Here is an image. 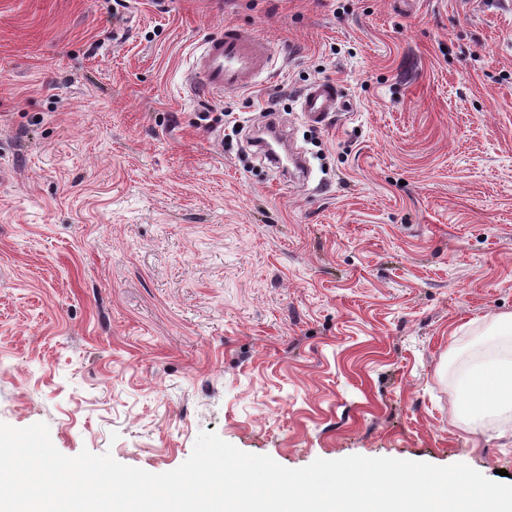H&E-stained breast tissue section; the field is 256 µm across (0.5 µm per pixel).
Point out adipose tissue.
I'll return each instance as SVG.
<instances>
[{
	"instance_id": "obj_1",
	"label": "adipose tissue",
	"mask_w": 512,
	"mask_h": 512,
	"mask_svg": "<svg viewBox=\"0 0 512 512\" xmlns=\"http://www.w3.org/2000/svg\"><path fill=\"white\" fill-rule=\"evenodd\" d=\"M494 333L507 337V345L495 358L474 366L458 386V410L474 425L486 416L512 412V315L497 318Z\"/></svg>"
}]
</instances>
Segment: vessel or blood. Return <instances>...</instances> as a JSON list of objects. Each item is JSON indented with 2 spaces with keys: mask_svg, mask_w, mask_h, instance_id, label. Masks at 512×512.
Masks as SVG:
<instances>
[{
  "mask_svg": "<svg viewBox=\"0 0 512 512\" xmlns=\"http://www.w3.org/2000/svg\"><path fill=\"white\" fill-rule=\"evenodd\" d=\"M270 44L250 30L228 23L222 35L206 41L193 65L192 84L210 96L254 87L272 70ZM341 92L335 83L317 81L304 90L301 110L309 122L322 123L336 110Z\"/></svg>",
  "mask_w": 512,
  "mask_h": 512,
  "instance_id": "obj_1",
  "label": "vessel or blood"
}]
</instances>
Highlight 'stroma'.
Returning <instances> with one entry per match:
<instances>
[{
  "mask_svg": "<svg viewBox=\"0 0 512 512\" xmlns=\"http://www.w3.org/2000/svg\"><path fill=\"white\" fill-rule=\"evenodd\" d=\"M228 21L274 76L198 97ZM276 93L304 184L248 144ZM510 314L512 0H0V422L151 473L208 431L512 484V415L457 411ZM341 98V91L335 83L314 82L302 93L301 112L309 122L321 124L328 113L336 112Z\"/></svg>",
  "mask_w": 512,
  "mask_h": 512,
  "instance_id": "1",
  "label": "stroma"
}]
</instances>
